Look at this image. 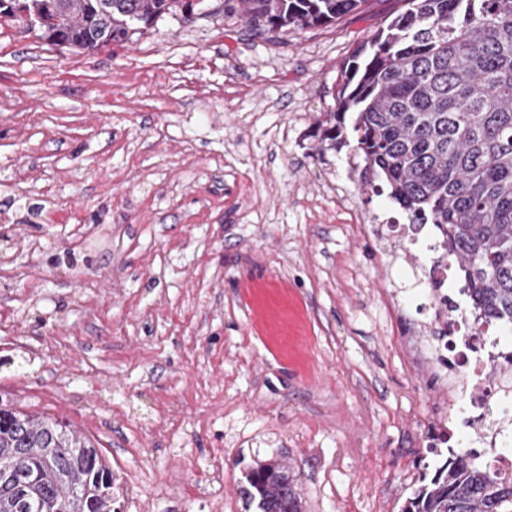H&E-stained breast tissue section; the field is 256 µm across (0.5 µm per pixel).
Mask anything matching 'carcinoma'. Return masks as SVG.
I'll list each match as a JSON object with an SVG mask.
<instances>
[{
	"label": "carcinoma",
	"mask_w": 512,
	"mask_h": 512,
	"mask_svg": "<svg viewBox=\"0 0 512 512\" xmlns=\"http://www.w3.org/2000/svg\"><path fill=\"white\" fill-rule=\"evenodd\" d=\"M364 0H238L259 35L330 25ZM54 45L95 52L192 0H21ZM348 94L318 123L320 148L347 144L364 185L410 224H437L479 319L512 326V0H404L342 69ZM479 450L422 474L402 512H512V474ZM116 477L83 434L0 402V512H108ZM240 494L258 512H305L290 466L255 463Z\"/></svg>",
	"instance_id": "carcinoma-1"
}]
</instances>
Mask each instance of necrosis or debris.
Instances as JSON below:
<instances>
[{
    "instance_id": "necrosis-or-debris-1",
    "label": "necrosis or debris",
    "mask_w": 512,
    "mask_h": 512,
    "mask_svg": "<svg viewBox=\"0 0 512 512\" xmlns=\"http://www.w3.org/2000/svg\"><path fill=\"white\" fill-rule=\"evenodd\" d=\"M431 257L412 265L415 284L429 290L430 325L435 332L429 359L438 369L448 390L444 435L462 429L470 448H499L497 464L512 470V456L504 449L512 444L504 423L512 417V349L490 339L480 326L469 292L448 295V262L445 239L440 228L431 232Z\"/></svg>"
}]
</instances>
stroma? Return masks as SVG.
Masks as SVG:
<instances>
[{
	"label": "stroma",
	"mask_w": 512,
	"mask_h": 512,
	"mask_svg": "<svg viewBox=\"0 0 512 512\" xmlns=\"http://www.w3.org/2000/svg\"><path fill=\"white\" fill-rule=\"evenodd\" d=\"M233 6L95 53L0 18V262L20 271L0 274V402L140 474L112 512H245L240 485L273 459L307 512H401L448 455L407 276L424 250L358 234L352 213L406 218L360 190L352 146L314 136L399 3L276 38Z\"/></svg>",
	"instance_id": "obj_1"
}]
</instances>
